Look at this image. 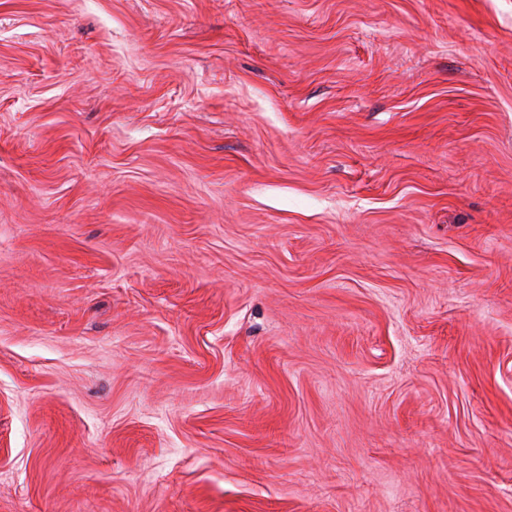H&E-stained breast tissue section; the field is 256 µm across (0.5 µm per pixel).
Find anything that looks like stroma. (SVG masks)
Returning a JSON list of instances; mask_svg holds the SVG:
<instances>
[{
    "mask_svg": "<svg viewBox=\"0 0 512 512\" xmlns=\"http://www.w3.org/2000/svg\"><path fill=\"white\" fill-rule=\"evenodd\" d=\"M0 512H512V0H0Z\"/></svg>",
    "mask_w": 512,
    "mask_h": 512,
    "instance_id": "35a3bbf8",
    "label": "stroma"
}]
</instances>
